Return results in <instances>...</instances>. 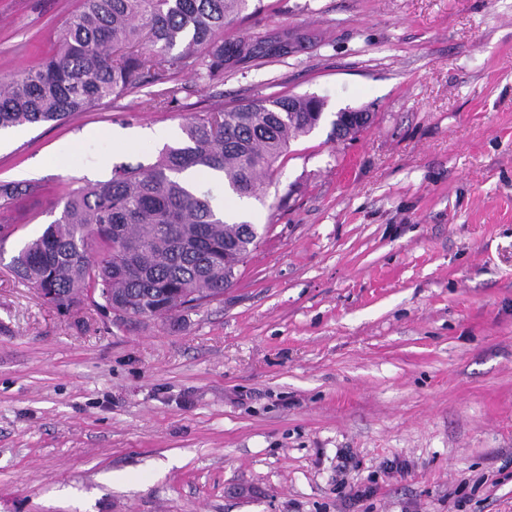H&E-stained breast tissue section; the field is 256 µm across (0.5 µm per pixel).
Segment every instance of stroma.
<instances>
[{
    "mask_svg": "<svg viewBox=\"0 0 512 512\" xmlns=\"http://www.w3.org/2000/svg\"><path fill=\"white\" fill-rule=\"evenodd\" d=\"M230 38L293 55L0 131V512H512V0H264ZM80 0H0V84L58 47ZM283 94L324 101L249 220L223 297L173 319L69 313L10 260L63 196L181 145L190 118ZM371 121L331 137L340 110ZM124 137L116 145L113 134ZM351 483L377 492L346 507ZM38 186L25 182H0V200L4 205H10L14 201L35 194Z\"/></svg>",
    "mask_w": 512,
    "mask_h": 512,
    "instance_id": "35a3bbf8",
    "label": "stroma"
}]
</instances>
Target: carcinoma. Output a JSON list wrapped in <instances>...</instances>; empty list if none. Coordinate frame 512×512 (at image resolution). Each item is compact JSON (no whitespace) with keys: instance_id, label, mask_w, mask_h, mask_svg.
Returning a JSON list of instances; mask_svg holds the SVG:
<instances>
[{"instance_id":"obj_1","label":"carcinoma","mask_w":512,"mask_h":512,"mask_svg":"<svg viewBox=\"0 0 512 512\" xmlns=\"http://www.w3.org/2000/svg\"><path fill=\"white\" fill-rule=\"evenodd\" d=\"M249 0H82L66 22L59 50L0 88V129L61 122L143 85L142 109L178 101V76L191 71L209 86L224 73L266 56L299 51L307 35L227 39L224 26ZM315 96L254 98L194 117L185 142L166 146L150 165L112 168L110 180L72 191L60 216L23 244L10 268L62 313L85 298L118 316L164 318L224 296L237 268L256 249L258 232L229 220L210 197L182 179L193 169L223 175L239 197L262 200L275 163L322 118ZM362 112L336 113L332 135L363 129ZM38 186L0 182L10 205Z\"/></svg>"}]
</instances>
